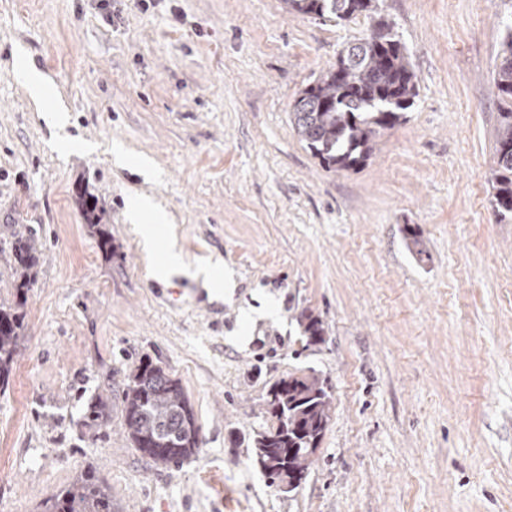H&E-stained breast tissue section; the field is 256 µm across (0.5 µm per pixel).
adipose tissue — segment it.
<instances>
[{
    "mask_svg": "<svg viewBox=\"0 0 512 512\" xmlns=\"http://www.w3.org/2000/svg\"><path fill=\"white\" fill-rule=\"evenodd\" d=\"M131 220L139 224L138 233L147 256L156 257L155 275L166 280L176 275H191L195 281L215 290H223L226 283L232 282L233 273L221 264L201 265L189 268L181 252L175 245L164 242L168 219L154 203L147 198L135 201L130 208Z\"/></svg>",
    "mask_w": 512,
    "mask_h": 512,
    "instance_id": "obj_1",
    "label": "adipose tissue"
}]
</instances>
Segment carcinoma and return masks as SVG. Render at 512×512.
I'll list each match as a JSON object with an SVG mask.
<instances>
[{
    "label": "carcinoma",
    "instance_id": "1",
    "mask_svg": "<svg viewBox=\"0 0 512 512\" xmlns=\"http://www.w3.org/2000/svg\"><path fill=\"white\" fill-rule=\"evenodd\" d=\"M289 11L319 18L349 19L363 0H283ZM503 43V59L493 82L501 100L512 101V33ZM339 69L328 70L305 88L290 112V121L307 148L327 168L355 170L366 164L376 139L399 121L414 104L416 75L399 41L374 34L348 47L339 56ZM491 183L493 204L512 212V108L499 113ZM18 291L30 287L35 249L24 238L12 246ZM22 301H0V389L9 382L23 347ZM306 345L324 340L322 320L301 314ZM265 413L276 427L259 433L254 454L269 485L291 493L298 489L313 464V456L330 420L332 404L328 379L317 374L290 375L273 384L263 397ZM122 417L128 439L155 465H179L197 453L200 427L180 380L151 361L129 374L122 391ZM47 512H112L110 488L90 473L61 490L46 503Z\"/></svg>",
    "mask_w": 512,
    "mask_h": 512
}]
</instances>
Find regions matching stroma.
<instances>
[{
  "label": "stroma",
  "instance_id": "stroma-1",
  "mask_svg": "<svg viewBox=\"0 0 512 512\" xmlns=\"http://www.w3.org/2000/svg\"><path fill=\"white\" fill-rule=\"evenodd\" d=\"M381 21L415 103L365 166L326 168L289 114ZM511 29L512 0H376L349 21L283 0H0V299L16 295L12 241L36 248L0 392V502L42 512L90 469L114 512H512V213L490 182ZM23 61L67 128L42 118ZM136 192L191 265L233 271L231 297L153 277L126 219ZM305 310L323 343L306 346ZM146 358L201 427L197 454L168 469L123 425ZM312 371L331 418L284 493L253 439L269 388ZM98 399L108 416L87 423Z\"/></svg>",
  "mask_w": 512,
  "mask_h": 512
}]
</instances>
